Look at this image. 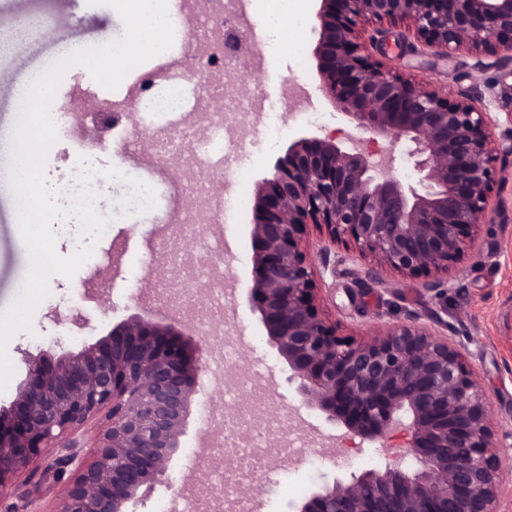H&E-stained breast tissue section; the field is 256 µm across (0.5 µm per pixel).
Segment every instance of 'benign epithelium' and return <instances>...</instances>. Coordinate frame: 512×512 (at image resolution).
I'll use <instances>...</instances> for the list:
<instances>
[{
    "instance_id": "obj_1",
    "label": "benign epithelium",
    "mask_w": 512,
    "mask_h": 512,
    "mask_svg": "<svg viewBox=\"0 0 512 512\" xmlns=\"http://www.w3.org/2000/svg\"><path fill=\"white\" fill-rule=\"evenodd\" d=\"M320 2L319 90L353 132L298 138L256 184L248 303L288 365L298 407L334 426L329 459L348 439L386 448L402 434L407 446L376 469L312 489L295 512H504L512 456L496 438L502 417L460 344L433 328L448 322L432 312L431 326L413 315L360 337L338 333L318 303L336 264L327 248L314 259L306 239L314 226L352 243L372 261L363 285L384 283L386 269L446 270L473 247L496 160L512 144L492 138L497 116L479 97L415 84L373 50L390 37L384 23L401 20L422 53L465 51L479 72L512 67V0ZM358 131L409 142L415 183L397 179L393 151L367 150ZM211 345L209 332L197 328L188 339L181 320L154 309L76 351L28 354L24 382L0 408V507L43 512L16 486L51 473L60 487L48 512H133L143 488L167 482ZM264 481L239 486L238 495L253 501Z\"/></svg>"
}]
</instances>
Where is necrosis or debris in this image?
I'll list each match as a JSON object with an SVG mask.
<instances>
[{"label":"necrosis or debris","instance_id":"1","mask_svg":"<svg viewBox=\"0 0 512 512\" xmlns=\"http://www.w3.org/2000/svg\"><path fill=\"white\" fill-rule=\"evenodd\" d=\"M213 0H182L181 16L191 25H200L203 32L186 45L187 55H194L212 63L211 69L224 100L222 111L192 112L176 121L171 136L158 139L157 150L161 157L154 167V176L162 180L166 177V165L162 160L172 142H179L184 150L188 175L183 181L170 187V205L163 225L167 233L183 235L187 230L197 229L203 222L223 225L229 221L228 200L224 195H207L210 178L223 173L226 166L232 165V157H225L222 165L210 167L202 158L212 147V139L223 134L228 127L248 129L254 126L260 117L254 103L244 91L241 77V65L238 60L224 51V18L234 19L242 28L252 24V14L245 9L242 0H224L223 13L212 12ZM182 68V60L169 58L162 68L148 77L138 89L132 90L130 98L115 99L111 102L113 111H126L130 102L142 103L146 110H163L169 99V93L175 85L171 81L173 74ZM206 127L210 135L202 138L197 134L198 127ZM207 195L205 213H198L188 206V199ZM223 249L222 240L213 238L209 248L201 259L202 277L188 275L184 259L171 262L164 279L157 288L158 299L172 307L182 306L184 294L189 286L204 281L208 295L212 300L210 308L199 312L197 318L206 323L212 320L223 323L219 334V345L210 359L214 375L224 380V395L231 398L233 410L221 414L209 405H202L200 419L206 423L223 424V444L207 449L202 454L189 455V466H217L224 479V500L230 512H251L248 501L240 499L234 492L235 486L252 481L258 473L267 469L271 463V450L264 438L267 433L286 429L287 420L276 410L270 409V393L261 390L256 384L238 380L234 364L238 354L237 338L233 325L227 324L224 307V275L215 255Z\"/></svg>","mask_w":512,"mask_h":512}]
</instances>
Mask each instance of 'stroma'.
<instances>
[{
    "mask_svg": "<svg viewBox=\"0 0 512 512\" xmlns=\"http://www.w3.org/2000/svg\"><path fill=\"white\" fill-rule=\"evenodd\" d=\"M0 34L9 43L0 53V158L11 150L10 128L20 103L16 93L35 72L44 68L69 41L80 40L84 46L105 43L123 34V22L115 9L93 5L89 0H0ZM313 32H306L301 50H281L270 43L265 71L245 72V87L250 97L259 99L276 115L275 134L263 128L239 133L242 158L239 169H228L219 183L220 193L231 192L237 171L247 174L245 195H252L257 182L266 177L275 161L283 156L297 138L318 131L349 129L345 115L335 111L318 91L317 62L311 54ZM387 62L404 76L419 84L448 92L458 87L476 86L483 104L499 115L491 134L502 141L512 140V68L473 70V60L466 54L449 60L422 53L404 52L391 47ZM149 64L132 71L131 81L116 90L99 85L81 66L69 68L57 89L65 95L81 87L85 97L109 104L124 97L131 83L144 81L151 73ZM305 84L316 121L304 120L292 111L282 95L284 85ZM130 113L118 123L98 127L95 110L77 112L75 120L84 128L96 130L99 150L91 159L99 189L95 205L103 211H118L120 219L109 237L99 239L89 263L83 264L73 278L52 276L49 294L37 306L32 328L15 334L7 343L8 357L14 371L4 391L0 408L13 401L24 380V353L48 348L54 342L69 345L91 344L105 336L113 324L133 313L154 308V289L148 288V270L137 264L140 254L151 251L158 236V223L168 210L169 185H155V206L150 210L128 208V190L135 182L149 178L143 158L150 150L152 135L166 123L164 117L140 111L130 104ZM498 186L492 194L488 219L478 232L476 247L465 252L448 270L440 272L449 290L442 295L428 292L427 276L384 270V285L362 291L357 301H350L356 272L367 266L355 248L344 242H330L327 234L312 231L308 239L311 252L330 248L338 260L335 274L326 276L321 302L329 322L339 333H363L376 326L405 321L409 315L432 310L446 315L456 341L464 346V355L472 365L493 408L503 418L498 438L506 451L512 452V156L500 155ZM250 209L239 210L224 232V299L235 309L236 332L240 338V356L250 368H262L261 383L275 393L277 410L288 412L294 399L288 393L287 365L269 343L257 314L246 298L250 280ZM26 267L22 249L16 201L8 183V169L0 162V311L8 308L20 293ZM81 315L83 329L71 327L73 315ZM197 420H190L183 441L184 452L170 467L168 486L148 491L136 512H156L159 502L172 501L173 489L196 492L190 479L184 453L195 448L205 450ZM403 450L401 439H394L389 449L362 447L345 449L338 465H331L321 447L312 445L299 451L297 464L285 469H270L271 484L260 497L259 512H289L315 486L341 476L346 471H360L383 461L385 454Z\"/></svg>",
    "mask_w": 512,
    "mask_h": 512,
    "instance_id": "obj_1",
    "label": "stroma"
}]
</instances>
